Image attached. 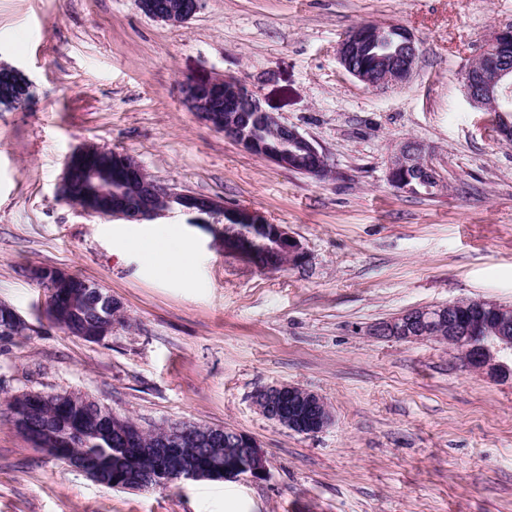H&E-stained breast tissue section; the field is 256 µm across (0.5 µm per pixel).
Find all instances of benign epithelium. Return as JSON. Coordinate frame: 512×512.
<instances>
[{
	"label": "benign epithelium",
	"mask_w": 512,
	"mask_h": 512,
	"mask_svg": "<svg viewBox=\"0 0 512 512\" xmlns=\"http://www.w3.org/2000/svg\"><path fill=\"white\" fill-rule=\"evenodd\" d=\"M139 9L148 17L171 24L185 23L200 9L201 0H171L165 7L156 6L155 0H137ZM390 26L362 23L351 29L337 47V57L342 68L369 88H381L406 83L414 70L418 57V45L414 36L402 30L403 41L393 52L376 56L378 66L372 68L360 62V50L381 44ZM8 74V88L0 91V106L16 107L20 99L30 93L28 79L20 70L3 64L0 76ZM512 79V28L498 29L485 46L479 62L469 65L464 71L463 87L467 101L485 112L500 111L498 94L500 88ZM242 83L231 76L209 78L187 77L181 84L184 101L190 111L224 134V138L236 143L242 150L256 155L268 163L289 170L291 160L302 167L303 174L321 178L323 170L329 168L327 157L318 144L292 126L281 122L277 115L267 111L257 96L246 90L243 98L236 101L232 94L239 91ZM239 102L246 111L255 112L263 123L280 134L276 145L242 133L235 116L230 113L234 103ZM229 113L220 115L221 108ZM82 164L86 176L96 181V192L112 200L107 209L83 208L81 212L108 219H121L141 224L153 221L170 213L169 204L176 201L181 211L191 216L190 223L207 224L206 217L222 213L244 227L246 233L235 240L220 239L224 252L256 268H271L256 254L252 236L262 235L268 239L270 251L277 256H286L293 264L305 261L306 250L302 242L283 224H272L258 210L245 207H227L218 198L190 191H176L151 179L137 160L129 154H119L112 159L109 173L98 161L97 149L82 146L72 151L65 159L63 173L57 186L58 195L69 196L71 177L76 164ZM428 167L423 148L414 143H405L392 159L387 173L389 184L400 190L407 172ZM138 182L144 188L147 201L135 205L125 198L126 187ZM32 281L48 286L44 299V310L54 325H59V312L68 307L77 309L75 297L57 293L55 286L67 284L70 274L63 268L31 267L26 270ZM83 293L95 298L100 310L89 323L73 331V334L88 341H102L112 335L119 306L112 295L105 294L91 283H83ZM27 328L22 317L9 305L0 304V333L15 335ZM368 335L376 339H394L414 342L434 339L455 348L462 355L470 370L494 379H505L512 375L508 365L512 357V306L485 300H456L436 306L415 308L394 317L374 323ZM65 400L61 414L56 418L58 432L53 438L61 447L70 446L71 439H84L90 435H106L113 427L116 414L106 406H98L96 412L89 410L91 399L83 394H54L30 391L25 396H15L9 401L15 427L28 435L31 443L40 442L32 432L33 419L29 408L46 402ZM254 403L267 419L299 434H315L324 430L332 421L333 413L327 401L319 394L295 385H274L256 392ZM224 446V466L211 465L200 469L193 464L182 465L183 452L191 446ZM149 452L163 458L166 466L156 470L148 478L128 474L129 488L136 489L147 480L159 485L173 479H197L216 477L232 473L261 478L266 474V458L257 442L249 435L221 426H197L179 423L169 426L154 442Z\"/></svg>",
	"instance_id": "1"
}]
</instances>
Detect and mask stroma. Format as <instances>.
<instances>
[{
    "mask_svg": "<svg viewBox=\"0 0 512 512\" xmlns=\"http://www.w3.org/2000/svg\"><path fill=\"white\" fill-rule=\"evenodd\" d=\"M413 33L411 80L365 87L336 47L363 22ZM512 0H202L187 22L136 0H0V62L32 100L0 108V303L25 320L0 340V512H512V379L467 369L433 340H376L374 323L459 299L512 305V112L470 106L461 76ZM229 75L326 152L316 180L270 165L202 123L185 77ZM423 145L443 187L408 194L387 170ZM96 144L157 181L249 206L286 225L302 265L252 267L218 247L220 224L165 216L196 253L188 274L124 248L147 224L90 217L56 193L65 156ZM31 266L109 292L103 342L51 324ZM292 384L334 420L314 435L265 418L253 397ZM89 395L143 429L223 426L254 438L259 479L104 487L14 428L8 397Z\"/></svg>",
    "mask_w": 512,
    "mask_h": 512,
    "instance_id": "1",
    "label": "stroma"
}]
</instances>
